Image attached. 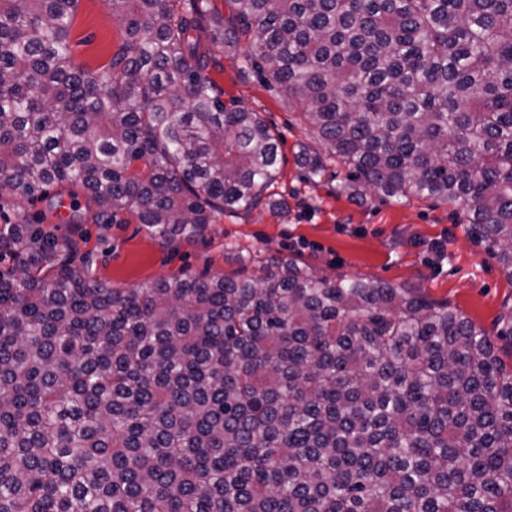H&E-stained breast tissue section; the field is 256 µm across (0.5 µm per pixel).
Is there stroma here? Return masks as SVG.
<instances>
[{
	"label": "stroma",
	"mask_w": 512,
	"mask_h": 512,
	"mask_svg": "<svg viewBox=\"0 0 512 512\" xmlns=\"http://www.w3.org/2000/svg\"><path fill=\"white\" fill-rule=\"evenodd\" d=\"M121 36L104 0H80L72 33L77 63L93 69L108 64ZM213 58L208 75L224 100L261 113L280 137V171L271 188L276 206L224 214L201 235L168 243L127 213L116 223L98 224L88 213L53 209L45 200L27 205V213L43 215L45 230L58 237H79L82 252L92 256V276L115 288L184 275H229L273 253L298 257L327 277L420 289L457 307L477 327L496 331L503 302L512 300V278L467 237L466 206L416 196L353 199L341 190L335 170L309 178L301 152L320 143L289 109L286 93L242 73L238 57L221 47H214ZM437 242L443 245L439 254L432 249Z\"/></svg>",
	"instance_id": "1"
}]
</instances>
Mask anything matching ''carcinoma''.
<instances>
[{"instance_id": "cac0c4a2", "label": "carcinoma", "mask_w": 512, "mask_h": 512, "mask_svg": "<svg viewBox=\"0 0 512 512\" xmlns=\"http://www.w3.org/2000/svg\"><path fill=\"white\" fill-rule=\"evenodd\" d=\"M104 2L121 44L91 70L79 0H0V512H512L511 306L492 338L277 255L121 290L23 208L79 187L170 239L277 205L219 44L314 129L310 178L468 202L512 276V0H225L208 32V0Z\"/></svg>"}]
</instances>
